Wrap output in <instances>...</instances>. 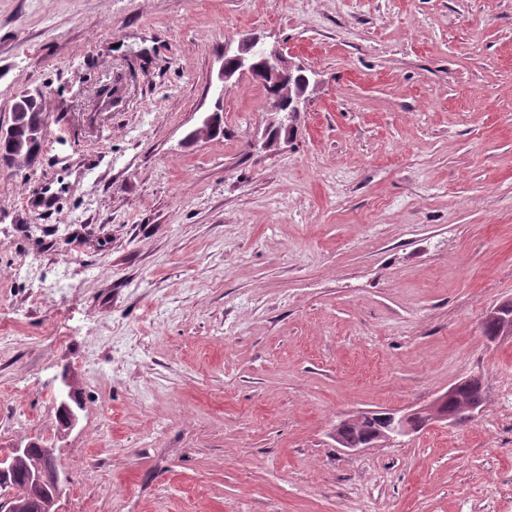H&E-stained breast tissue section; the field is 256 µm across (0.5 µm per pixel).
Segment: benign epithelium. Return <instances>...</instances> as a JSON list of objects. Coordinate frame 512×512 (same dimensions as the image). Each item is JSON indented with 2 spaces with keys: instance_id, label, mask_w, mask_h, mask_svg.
I'll return each instance as SVG.
<instances>
[{
  "instance_id": "7a95c632",
  "label": "benign epithelium",
  "mask_w": 512,
  "mask_h": 512,
  "mask_svg": "<svg viewBox=\"0 0 512 512\" xmlns=\"http://www.w3.org/2000/svg\"><path fill=\"white\" fill-rule=\"evenodd\" d=\"M233 65H221L217 80L213 85L214 92L222 98L232 87L233 80L248 74L255 75L256 69H261L265 82L276 86L280 95L288 102V107L273 106L267 109L268 123L265 130L264 147L270 148L280 140V133L285 129L284 118L280 114H287L292 119L304 111L307 101V92L310 79L304 74L303 65L297 64L286 57L283 49L277 45L267 46L255 35H244L239 39L237 53L224 55ZM456 397V388L435 397L430 403L405 412H391L386 415L384 423L379 426L371 438V442H390L398 437L408 436L435 423L445 422L457 424L463 420H471L479 410L481 403L467 401L461 403L457 409L446 410L448 399ZM75 401L73 382L68 376L62 377L58 392L57 409L61 414L60 433L66 434L74 429L78 423L77 409L81 405L73 406ZM363 418L359 412L336 424L332 432L336 443L358 450L359 445L346 439L341 433L345 424L354 423ZM30 446L18 444L7 454L0 453V475L12 471L16 463L29 455ZM28 485L31 494L37 497L40 512H58L55 505L61 493L60 479L54 464V448L47 446L43 449L41 461L28 473ZM31 502L28 497H16L11 494L0 497V512H29Z\"/></svg>"
}]
</instances>
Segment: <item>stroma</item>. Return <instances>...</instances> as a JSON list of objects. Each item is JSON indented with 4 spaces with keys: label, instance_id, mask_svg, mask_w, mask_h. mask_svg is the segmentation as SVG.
Returning a JSON list of instances; mask_svg holds the SVG:
<instances>
[{
    "label": "stroma",
    "instance_id": "1",
    "mask_svg": "<svg viewBox=\"0 0 512 512\" xmlns=\"http://www.w3.org/2000/svg\"><path fill=\"white\" fill-rule=\"evenodd\" d=\"M244 32L315 84L276 150L260 83L210 88ZM23 89L0 448L55 446L59 512H512V0H0V123ZM472 375L470 422L332 437ZM10 123L14 125V132L10 137L0 139V161L2 152L5 156L16 157L14 166L22 167L26 165L27 157H17L26 154L33 143L44 140L42 99L24 92L19 94L11 109ZM61 384L58 392L57 409L62 417L60 433L66 434L73 430L78 423V412L72 407L70 401L75 403L78 410L81 409V405L75 399L73 382L70 377L62 376ZM366 414V412H359L357 414H354L346 419L341 420L339 423L336 424V429L332 432L333 438L336 440V443L348 447L352 450H359L360 444H356L353 441H350L352 439H358L362 435L369 433L371 427L373 426V421L370 420L368 417H366L364 420L360 421L359 423L355 425H351L347 429V436L350 440H347L343 434L341 433L342 427L344 424L354 423L363 418V415Z\"/></svg>",
    "mask_w": 512,
    "mask_h": 512
}]
</instances>
